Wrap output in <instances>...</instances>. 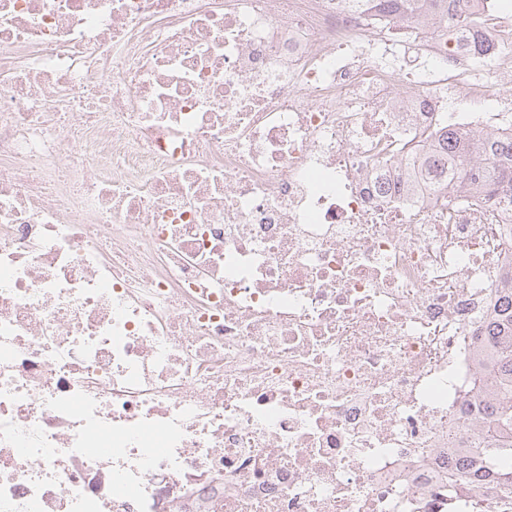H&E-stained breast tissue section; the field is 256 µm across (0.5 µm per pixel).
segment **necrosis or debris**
Masks as SVG:
<instances>
[{
	"mask_svg": "<svg viewBox=\"0 0 512 512\" xmlns=\"http://www.w3.org/2000/svg\"><path fill=\"white\" fill-rule=\"evenodd\" d=\"M0 0V512H448L512 209V23ZM446 135L445 157L427 162L434 184L448 182V189L468 186L511 207L512 137L503 139L481 131L472 136L450 131Z\"/></svg>",
	"mask_w": 512,
	"mask_h": 512,
	"instance_id": "4bbe7bcc",
	"label": "necrosis or debris"
}]
</instances>
